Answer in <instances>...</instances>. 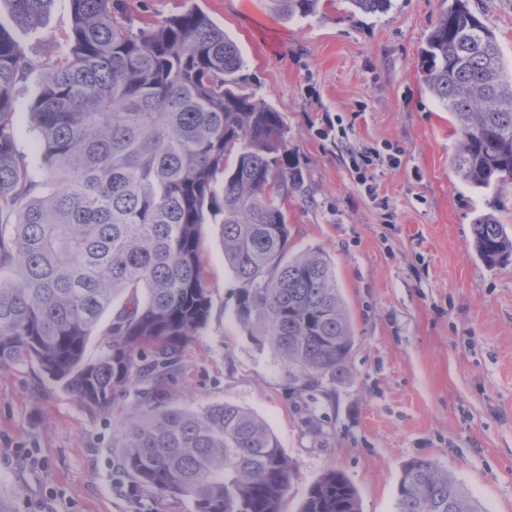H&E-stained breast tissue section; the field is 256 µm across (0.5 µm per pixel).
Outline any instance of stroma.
<instances>
[{"label":"stroma","instance_id":"35a3bbf8","mask_svg":"<svg viewBox=\"0 0 512 512\" xmlns=\"http://www.w3.org/2000/svg\"><path fill=\"white\" fill-rule=\"evenodd\" d=\"M512 66V0H470ZM198 8L237 43L243 92L280 112L302 184L288 199L290 251L334 263L355 342L346 376L298 391L267 345L238 324V283L221 227H202L211 300L206 327L184 349L168 387L182 408L230 403L261 418L297 467L282 512H298L310 485L336 470L361 512H395L403 466L429 458L484 512H512V261L490 267L472 238L477 215L512 235V184L477 189L450 165L456 136L420 78L421 49L444 0H391L382 13L322 0L285 19L266 0H125L138 28ZM70 26L54 0L44 28L15 30L34 64L54 58ZM29 79L14 123L31 166L42 146ZM379 151L374 193L353 155ZM134 394L111 414L88 413L37 367H0V499L11 512H194L186 499L130 492L114 448ZM320 422L319 432L304 424Z\"/></svg>","mask_w":512,"mask_h":512}]
</instances>
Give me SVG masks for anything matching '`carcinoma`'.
I'll return each instance as SVG.
<instances>
[{
  "instance_id": "cac0c4a2",
  "label": "carcinoma",
  "mask_w": 512,
  "mask_h": 512,
  "mask_svg": "<svg viewBox=\"0 0 512 512\" xmlns=\"http://www.w3.org/2000/svg\"><path fill=\"white\" fill-rule=\"evenodd\" d=\"M15 25L40 30L54 0H6ZM305 18L320 0H269ZM376 14L390 0H350ZM61 53L38 70L30 104L43 148L33 169L13 116L33 65L0 25V367L36 366L89 413L108 415L134 393L114 447L130 491L186 498L195 512H282L294 466L266 424L228 403L189 411L167 380L206 326L211 302L200 263L202 225L222 226L237 282L235 316L269 344L299 389L346 372L352 322L335 265L320 250L292 255L285 202L301 176L279 112L236 89L240 50L190 8L134 29L124 0H70ZM422 81L458 136L452 165L475 188L512 180V73L471 10L448 0L421 52ZM488 266L512 258L492 212L472 224ZM125 301L113 308L116 298ZM108 337L86 348L106 312ZM396 512H482L429 458L406 463ZM299 512H360L331 471Z\"/></svg>"
}]
</instances>
